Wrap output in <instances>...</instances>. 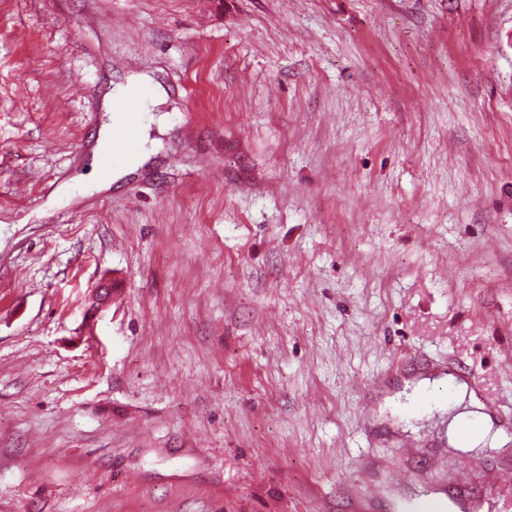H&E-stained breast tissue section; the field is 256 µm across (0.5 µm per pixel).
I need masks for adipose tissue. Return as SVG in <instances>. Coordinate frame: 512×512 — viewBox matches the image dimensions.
Returning <instances> with one entry per match:
<instances>
[{
  "label": "adipose tissue",
  "mask_w": 512,
  "mask_h": 512,
  "mask_svg": "<svg viewBox=\"0 0 512 512\" xmlns=\"http://www.w3.org/2000/svg\"><path fill=\"white\" fill-rule=\"evenodd\" d=\"M138 90L148 93L147 103L141 104L135 118H128L127 114L114 111L112 104L115 101L130 97ZM164 94V89L152 75L138 73L126 78L125 82L117 84L112 92L106 93L103 99V108L107 112V120L101 126L98 136L99 148H106L112 141L113 127L134 121L140 134H147L154 121L150 113V101L159 99ZM427 381H419L414 389V400L420 401L421 410L419 418L444 416L448 419V439L454 448L474 452L488 445H494L501 440L502 432L496 429L491 418L484 413L483 406L474 392L468 391L466 385H451L448 396L443 400L426 399ZM477 424L478 430L474 435L465 437L461 434L464 424Z\"/></svg>",
  "instance_id": "1"
}]
</instances>
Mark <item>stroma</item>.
Here are the masks:
<instances>
[{"instance_id": "35a3bbf8", "label": "stroma", "mask_w": 512, "mask_h": 512, "mask_svg": "<svg viewBox=\"0 0 512 512\" xmlns=\"http://www.w3.org/2000/svg\"><path fill=\"white\" fill-rule=\"evenodd\" d=\"M448 372L512 420V0H0V512L452 499ZM137 90H143L141 91V94H145L147 91L149 99L140 105V114L136 115L134 121L140 133L138 152H132L127 157V154L132 150L133 147V124L130 123L124 126H120L128 122V114L113 111L112 103L114 101L130 97V95ZM165 94L166 92L161 84L158 83L152 75L145 73H138L127 77L124 83L117 84L115 88H112V92L105 94L103 99V108L104 112L108 113L106 115L107 122H105L100 128L97 148L100 153V151H104L112 141L108 150L102 155V161L106 168H109L110 166L114 167L118 163L124 161L126 157L127 159L122 165L112 170L109 177L104 178L99 173L101 181H116L128 173L134 172L140 166L150 160L154 152H144V145L148 141L147 132L151 127V124L155 121L154 116L150 115L151 113L149 105ZM135 107V100L113 103V108H118L125 112H131L133 109H135ZM113 126L120 127L114 129Z\"/></svg>"}]
</instances>
